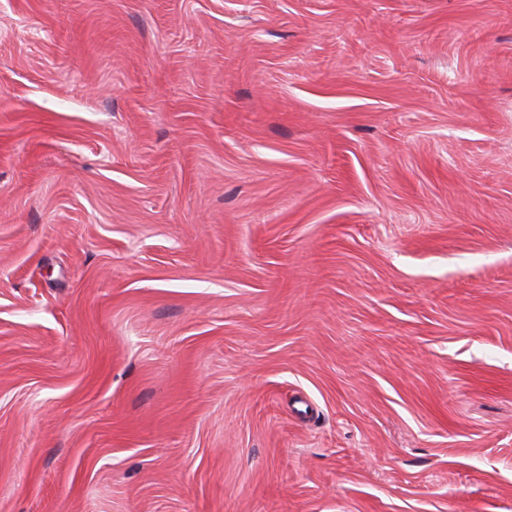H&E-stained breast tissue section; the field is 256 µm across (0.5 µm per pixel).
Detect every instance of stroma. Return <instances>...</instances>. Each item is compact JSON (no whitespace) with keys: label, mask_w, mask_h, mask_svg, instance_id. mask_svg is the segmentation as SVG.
Returning a JSON list of instances; mask_svg holds the SVG:
<instances>
[{"label":"stroma","mask_w":512,"mask_h":512,"mask_svg":"<svg viewBox=\"0 0 512 512\" xmlns=\"http://www.w3.org/2000/svg\"><path fill=\"white\" fill-rule=\"evenodd\" d=\"M0 512H512V0H0Z\"/></svg>","instance_id":"obj_1"}]
</instances>
